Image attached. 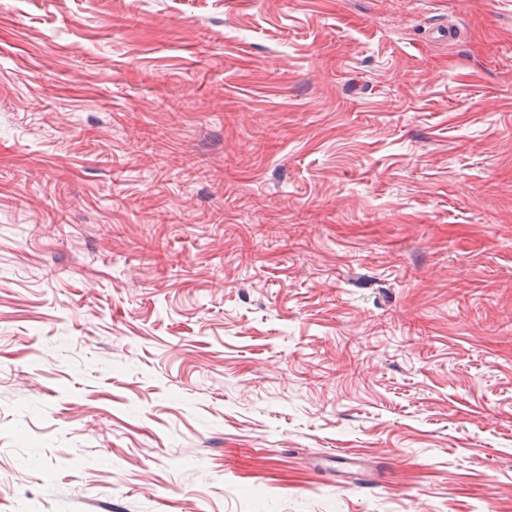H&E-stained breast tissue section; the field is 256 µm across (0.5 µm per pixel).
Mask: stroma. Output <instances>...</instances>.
<instances>
[{
    "label": "stroma",
    "mask_w": 512,
    "mask_h": 512,
    "mask_svg": "<svg viewBox=\"0 0 512 512\" xmlns=\"http://www.w3.org/2000/svg\"><path fill=\"white\" fill-rule=\"evenodd\" d=\"M0 512H512V0H0Z\"/></svg>",
    "instance_id": "1"
}]
</instances>
